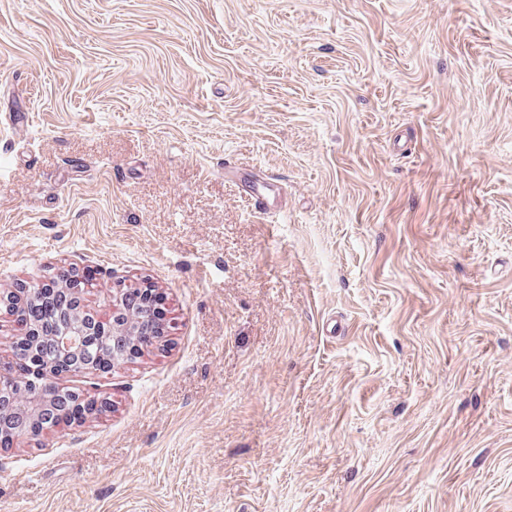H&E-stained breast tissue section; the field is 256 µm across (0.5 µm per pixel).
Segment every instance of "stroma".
I'll return each instance as SVG.
<instances>
[{
    "label": "stroma",
    "instance_id": "stroma-1",
    "mask_svg": "<svg viewBox=\"0 0 512 512\" xmlns=\"http://www.w3.org/2000/svg\"><path fill=\"white\" fill-rule=\"evenodd\" d=\"M62 267L166 341L0 512H512V0H0V290Z\"/></svg>",
    "mask_w": 512,
    "mask_h": 512
}]
</instances>
